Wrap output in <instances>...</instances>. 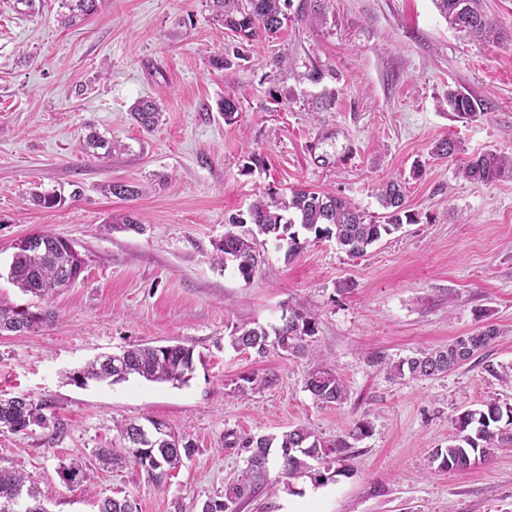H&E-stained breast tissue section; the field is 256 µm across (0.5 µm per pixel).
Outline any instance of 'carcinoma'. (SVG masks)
Here are the masks:
<instances>
[{
    "instance_id": "carcinoma-1",
    "label": "carcinoma",
    "mask_w": 512,
    "mask_h": 512,
    "mask_svg": "<svg viewBox=\"0 0 512 512\" xmlns=\"http://www.w3.org/2000/svg\"><path fill=\"white\" fill-rule=\"evenodd\" d=\"M214 19L241 43L272 38L294 19L316 23L323 20V0H210ZM448 26L459 33L484 42L495 40V28L486 19L483 0H433ZM65 9L61 21L72 25L93 14L97 0H60ZM448 107L456 117L473 120L478 112L473 99L459 90H448ZM224 122L232 125L239 120V107L234 97L227 95L218 103ZM135 120L146 130L154 127L159 117L157 105L142 100L134 107ZM81 149L88 157L105 160L112 156L115 144L92 132L85 137ZM461 149L451 138L442 139L434 146L433 154L458 162V174L468 180L493 183L512 180V156L488 151L469 159L459 158ZM378 201L385 210L382 221L373 220L349 200L331 193L317 192L306 187L279 191L270 187L261 191L252 203L249 215L254 228L240 233L228 231L216 245V260L221 264L231 261L238 272L250 278L260 262L258 236L273 237L279 241L288 238L287 257L298 256L309 244L300 239V232L314 234V239L333 238L350 255L358 257L367 252L385 235L400 230L405 224H415L418 216L408 208L402 185L394 180L382 184ZM43 245L38 250L14 247L8 278L16 287L39 299L47 300L63 288L69 287L81 274L84 261L80 254L62 239L46 231L38 233ZM55 315L49 310L19 311L5 301L0 302V333L33 332L52 322ZM316 314L292 312L283 325L268 332L263 327H236L230 334L233 348L253 350L258 355L281 351L291 356L310 355L312 338L316 334ZM499 335V329L488 324L476 332L458 337L448 345L416 357L390 365L393 378L410 375L413 378H433L455 370L488 347ZM193 371V349L183 344L152 346L137 344L117 354L96 357L79 370L76 378L82 382L95 380L116 384L138 376L149 382L187 383ZM278 376L270 371L262 375L242 377L237 392L260 390L276 385ZM305 388L321 404H341L347 398L348 387L336 369L320 365L310 372ZM45 406L25 396L0 397V429L22 431L31 427L46 429L51 419L44 413ZM458 435L448 448H438L433 460L443 470H466L476 458H489L502 448L512 447V405L497 398L484 402L482 408L465 410L455 419ZM137 421L115 424L125 442L122 451L102 448L97 459L104 465L130 462L144 472L148 482L158 491L167 488L169 473L192 456L195 446L185 437L163 433L150 445L147 452L136 449ZM249 452L247 466L237 479L225 487L224 494L203 503L201 512H236L239 501L251 494L254 485L265 480L272 449H277L281 477L297 479L306 476L323 485L332 479L328 470L313 468L311 462L333 458L349 444L344 439L326 440L304 425L289 428L279 435H249L237 441ZM47 493L26 485L25 476L0 468V512H48L44 502ZM99 512H138L136 499L126 494L108 497Z\"/></svg>"
}]
</instances>
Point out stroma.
I'll return each mask as SVG.
<instances>
[{"instance_id":"35a3bbf8","label":"stroma","mask_w":512,"mask_h":512,"mask_svg":"<svg viewBox=\"0 0 512 512\" xmlns=\"http://www.w3.org/2000/svg\"><path fill=\"white\" fill-rule=\"evenodd\" d=\"M59 4L40 0L38 13L22 14L0 0V299L41 305L7 278L23 236L53 233L85 262L48 303L57 322L0 333V396L46 401L54 422L0 429V466L48 491L49 512H98L120 490L140 512H201L245 468L238 438L305 425L334 440L365 422L369 435L326 485L302 477L273 494L262 482L237 512H512V450L465 471L431 461L462 411L490 398L512 404V180L468 182L432 152L450 136L468 155L512 154V0H484L497 32L489 43L450 29L432 0H332L325 22L244 44L228 70L209 60L235 43L209 0H100L66 28ZM311 65L329 78L311 84ZM452 89L474 99L477 118L455 116ZM326 90L336 100L321 112L314 100ZM227 95L241 109L233 125L218 110ZM146 98L161 108L149 131L131 116ZM93 130L119 144L107 161L79 151ZM255 153L265 168L249 169ZM392 178L418 221L364 256L323 240L290 259L287 242L269 238L251 279L215 261L260 189L304 186L377 216V188ZM113 182L141 194L116 198ZM36 190L65 201L42 208ZM130 213L141 230L120 229ZM292 309L316 314V357L230 346L234 327H278ZM488 322L499 336L462 367L428 379L388 374L386 362ZM175 341L194 355L182 386L69 378L96 356ZM320 364L345 380L342 404H318L306 390ZM268 371L275 387L238 395L241 377ZM122 419L158 420L194 443L165 492L134 465L96 459V449L123 447ZM73 459L85 479L67 485L58 468Z\"/></svg>"}]
</instances>
